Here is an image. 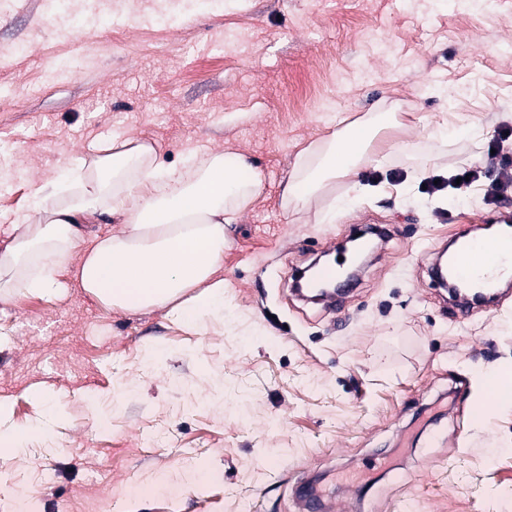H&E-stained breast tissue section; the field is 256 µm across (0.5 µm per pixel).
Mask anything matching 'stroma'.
<instances>
[{
	"instance_id": "stroma-1",
	"label": "stroma",
	"mask_w": 512,
	"mask_h": 512,
	"mask_svg": "<svg viewBox=\"0 0 512 512\" xmlns=\"http://www.w3.org/2000/svg\"><path fill=\"white\" fill-rule=\"evenodd\" d=\"M71 12L74 27L48 0H0V252L32 207L31 176L63 177L100 141L139 138L173 166L221 147L262 187L224 227L223 324L109 310L73 285L0 299L13 424L64 414L0 458V512H304L302 478L326 512H499L512 403L484 419L474 404L484 375L512 373V302L458 319L429 273L494 208L477 186L463 202L423 188L495 143L512 161L497 132L512 121V0H71ZM390 100L406 125L378 140L368 192L332 224L284 210L300 150ZM366 224L393 234L339 308L291 293L293 270Z\"/></svg>"
}]
</instances>
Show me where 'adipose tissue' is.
<instances>
[{
	"mask_svg": "<svg viewBox=\"0 0 512 512\" xmlns=\"http://www.w3.org/2000/svg\"><path fill=\"white\" fill-rule=\"evenodd\" d=\"M399 123L396 110L380 111L310 143L298 154L284 206L308 207L339 179L360 190L375 142ZM247 166L244 157L220 151L169 166L154 145L134 137L98 147L61 181L31 180L34 205L0 253L4 285L60 296V273L75 257V282L107 309L165 306L191 330L223 322L224 227L262 184L259 173L243 176ZM103 215L118 219L120 229L85 241L81 224Z\"/></svg>",
	"mask_w": 512,
	"mask_h": 512,
	"instance_id": "adipose-tissue-1",
	"label": "adipose tissue"
}]
</instances>
